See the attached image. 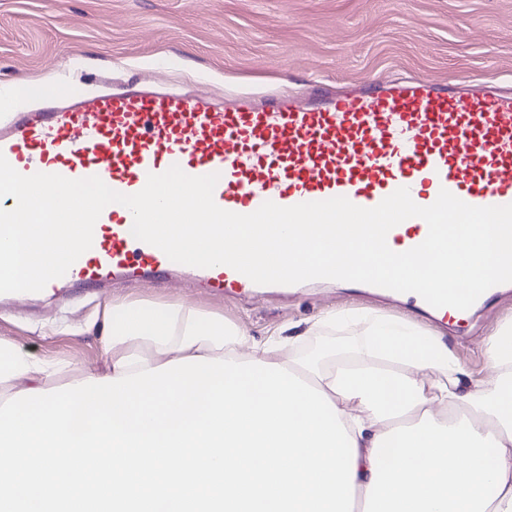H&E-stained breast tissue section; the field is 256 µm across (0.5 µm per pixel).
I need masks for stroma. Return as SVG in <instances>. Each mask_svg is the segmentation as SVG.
I'll return each mask as SVG.
<instances>
[{
	"mask_svg": "<svg viewBox=\"0 0 512 512\" xmlns=\"http://www.w3.org/2000/svg\"><path fill=\"white\" fill-rule=\"evenodd\" d=\"M396 75L512 79V0H0V120L65 92L157 78L179 91L303 92ZM182 303L222 314L255 340L308 328L300 353L350 345L377 315L436 332L471 369L485 366L484 337L512 323V287L491 295L465 329L351 284L311 282L222 299L181 283L113 282L103 295L68 288L0 302V339L34 356L96 360L93 337L69 327L103 300ZM348 308L355 320L319 325Z\"/></svg>",
	"mask_w": 512,
	"mask_h": 512,
	"instance_id": "stroma-1",
	"label": "stroma"
}]
</instances>
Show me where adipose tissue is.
Masks as SVG:
<instances>
[{"mask_svg":"<svg viewBox=\"0 0 512 512\" xmlns=\"http://www.w3.org/2000/svg\"><path fill=\"white\" fill-rule=\"evenodd\" d=\"M100 357L79 368L0 339V405L28 389L121 377L190 356L277 363L324 391L356 442L353 512H512V327L485 337L487 372L442 337L384 321L325 360L296 336L254 341L184 304L110 301L72 327Z\"/></svg>","mask_w":512,"mask_h":512,"instance_id":"adipose-tissue-1","label":"adipose tissue"}]
</instances>
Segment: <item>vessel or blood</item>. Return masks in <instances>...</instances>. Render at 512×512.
Returning a JSON list of instances; mask_svg holds the SVG:
<instances>
[{
  "label": "vessel or blood",
  "instance_id": "b4317fda",
  "mask_svg": "<svg viewBox=\"0 0 512 512\" xmlns=\"http://www.w3.org/2000/svg\"><path fill=\"white\" fill-rule=\"evenodd\" d=\"M0 154L19 173L99 177L126 195L172 165L191 176L218 174L215 203L237 213L264 202L283 207L344 197L371 208L405 187L421 206L448 190L473 206L512 204V91L497 83L373 79L302 97L199 94L133 84L78 93L0 122ZM133 215L104 208L93 244L48 290L103 287L117 275L167 278L177 268L136 239ZM428 234L409 218L387 235L409 250ZM214 295L243 294L253 282L226 265L195 271Z\"/></svg>",
  "mask_w": 512,
  "mask_h": 512
}]
</instances>
